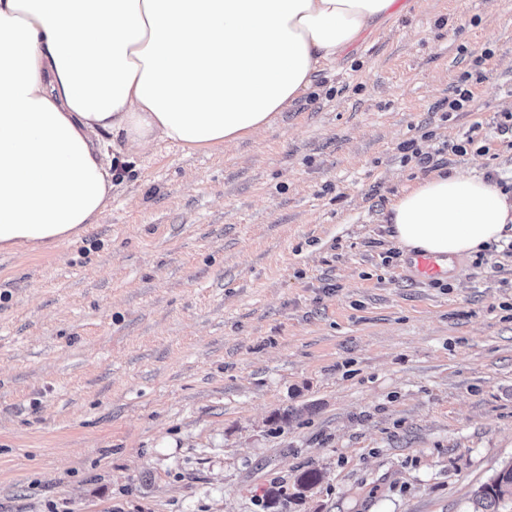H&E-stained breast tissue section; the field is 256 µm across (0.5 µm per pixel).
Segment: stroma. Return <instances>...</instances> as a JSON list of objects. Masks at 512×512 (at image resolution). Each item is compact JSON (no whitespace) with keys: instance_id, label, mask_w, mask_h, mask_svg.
Masks as SVG:
<instances>
[{"instance_id":"1","label":"stroma","mask_w":512,"mask_h":512,"mask_svg":"<svg viewBox=\"0 0 512 512\" xmlns=\"http://www.w3.org/2000/svg\"><path fill=\"white\" fill-rule=\"evenodd\" d=\"M398 2L274 126L0 252V512H473L512 464V254L417 284L383 222L410 139L512 177V0ZM491 55L490 50H485L474 59L475 73L466 71L460 75L453 89V95L445 102L448 108L445 112H448V116L453 112L469 111L474 96L472 87L483 79L482 68Z\"/></svg>"}]
</instances>
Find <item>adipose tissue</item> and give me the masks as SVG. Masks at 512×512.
Here are the masks:
<instances>
[{"instance_id": "obj_1", "label": "adipose tissue", "mask_w": 512, "mask_h": 512, "mask_svg": "<svg viewBox=\"0 0 512 512\" xmlns=\"http://www.w3.org/2000/svg\"><path fill=\"white\" fill-rule=\"evenodd\" d=\"M396 0H0V249L99 223L116 163L270 127ZM401 246L472 254L512 230V196L439 170L395 196Z\"/></svg>"}]
</instances>
